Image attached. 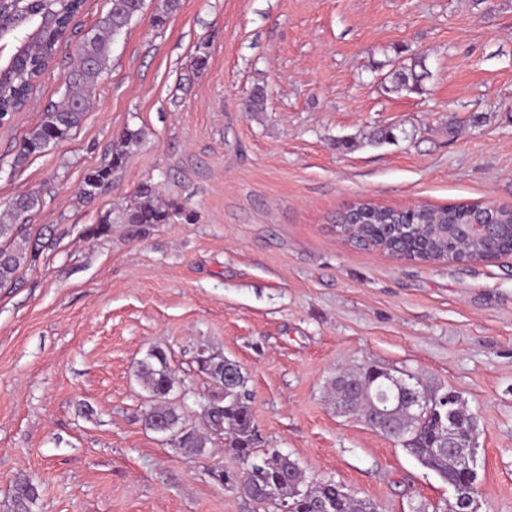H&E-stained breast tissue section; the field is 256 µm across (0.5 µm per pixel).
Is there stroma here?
<instances>
[{"label":"stroma","instance_id":"35a3bbf8","mask_svg":"<svg viewBox=\"0 0 512 512\" xmlns=\"http://www.w3.org/2000/svg\"><path fill=\"white\" fill-rule=\"evenodd\" d=\"M163 3L113 43L69 139L14 162L109 0H87L28 110L0 126V210L37 195L24 224L39 244L0 288V512L19 473L40 483L31 512H264L207 475L242 468L223 436L195 456L145 424L136 365L159 346L171 399L202 426L201 345L246 372L261 449L378 512H448L453 492L340 414L332 381L373 366L455 392L477 417L479 512H512V255L423 264L330 224L356 201L512 208V0ZM417 57L426 76L396 90ZM259 89L262 111L243 112ZM127 128L143 137L124 168L81 199ZM380 130L392 140L372 142ZM145 181L169 223H122Z\"/></svg>","mask_w":512,"mask_h":512}]
</instances>
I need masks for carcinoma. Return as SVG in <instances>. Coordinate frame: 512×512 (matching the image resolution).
Instances as JSON below:
<instances>
[{
	"mask_svg": "<svg viewBox=\"0 0 512 512\" xmlns=\"http://www.w3.org/2000/svg\"><path fill=\"white\" fill-rule=\"evenodd\" d=\"M144 0H111V8L95 25L94 32L78 45L77 62L65 76L63 99L54 109L44 113L42 121L24 138L20 152L15 158L23 163L34 154L58 142L68 139L83 122L94 89L101 74L111 61L112 41L121 35L131 20L138 16ZM28 11L49 14L54 23L41 31L37 51L19 56L10 74L0 84V111L11 115L17 97L33 88L32 82L40 75L48 61L55 57L60 35L67 29L72 17L81 7L79 0H27ZM414 66H402L393 73L395 88L412 90L423 75ZM142 131L125 130L112 146V158L108 164L87 172L84 177L81 197L90 199L99 190L112 183V177L123 168L131 147L140 143ZM37 198L31 194L15 197L0 214V239L9 243L0 247V287L12 281L19 269L32 258L27 238L20 232L18 221L36 205ZM480 202L462 201L448 205L430 207L410 218L397 210L367 203L362 206L363 224L348 234L340 235L355 247L385 246L390 251L391 241L384 235L388 224H403L399 238L400 252L397 256L419 263L454 261L459 248L452 237L453 224H462L477 209ZM171 214L160 201L155 186L150 182L141 184L136 191L132 205L123 214L126 224H167ZM499 219V255L512 252V209L497 208ZM198 372L214 385L211 399L216 409L205 415L206 426L216 434L226 435L227 448L245 465L239 471H230L214 465L209 476L217 483L239 488V482L250 485L248 498L258 504H276L282 500L295 503L296 512H316L322 505V512H370L373 505L359 500L344 490V487L329 479L323 480L305 490L300 489L301 472L297 464L277 451H263L257 455L254 436L256 424L252 415L251 392L247 387L246 372L239 371L234 382L224 381L225 367L230 360L210 351L202 359H196ZM375 368L369 367L358 374H346L334 382L336 402H341L344 384L357 379L365 382L374 398L382 406L393 411V426L379 424L375 430L390 437L405 448L423 467L433 471L455 494L469 486L455 458L438 450L452 434L462 441L474 438L475 417L462 403L447 404L444 396L433 394L426 406L415 403V395L421 392L413 377L392 382L384 376L374 375ZM136 375L151 396L152 405L147 414V425L165 424L172 430L181 431L176 444L185 452L199 455L205 448V440L196 430L181 425L183 415L169 400L175 380L168 362L166 351L158 346L148 350L146 356L137 362ZM264 459L259 470L250 468L255 457ZM39 497V484L29 475H19L13 480V503L15 512H30V505Z\"/></svg>",
	"mask_w": 512,
	"mask_h": 512,
	"instance_id": "1",
	"label": "carcinoma"
}]
</instances>
